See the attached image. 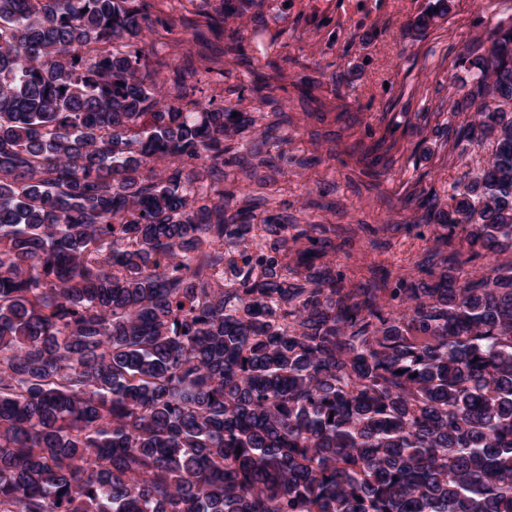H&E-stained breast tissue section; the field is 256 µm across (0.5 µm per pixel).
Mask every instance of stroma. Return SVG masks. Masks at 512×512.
Segmentation results:
<instances>
[{"label": "stroma", "instance_id": "35a3bbf8", "mask_svg": "<svg viewBox=\"0 0 512 512\" xmlns=\"http://www.w3.org/2000/svg\"><path fill=\"white\" fill-rule=\"evenodd\" d=\"M172 2L158 0L152 14L158 97L175 96V70L213 66L203 97H221L261 125L273 109L287 112L288 154L258 172L275 212L330 227L324 261L347 284L415 275V261L446 233L417 222V196L448 200L488 156V145L473 144L458 159L447 130L448 98L472 75L459 57L512 22V0H452L424 34L410 22L430 0H265L230 23L252 49L246 65L225 53L202 15L206 40L197 42Z\"/></svg>", "mask_w": 512, "mask_h": 512}]
</instances>
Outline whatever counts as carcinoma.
I'll list each match as a JSON object with an SVG mask.
<instances>
[{
	"label": "carcinoma",
	"mask_w": 512,
	"mask_h": 512,
	"mask_svg": "<svg viewBox=\"0 0 512 512\" xmlns=\"http://www.w3.org/2000/svg\"><path fill=\"white\" fill-rule=\"evenodd\" d=\"M152 25L149 0H0V512H512V25L451 107L488 158L418 202L466 250L393 288L221 187L288 115L190 109L180 73L159 100Z\"/></svg>",
	"instance_id": "cac0c4a2"
}]
</instances>
